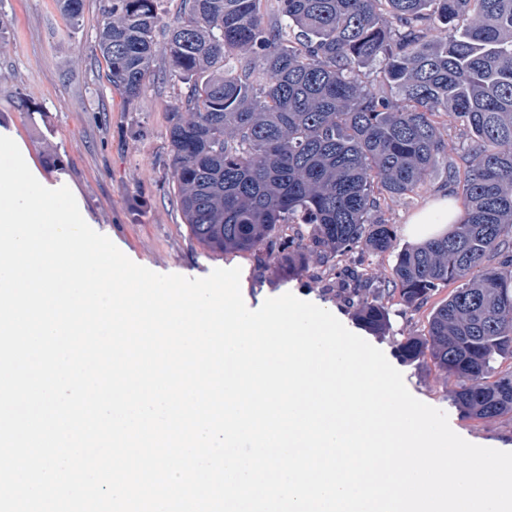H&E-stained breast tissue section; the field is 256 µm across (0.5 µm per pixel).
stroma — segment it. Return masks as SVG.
<instances>
[{
  "mask_svg": "<svg viewBox=\"0 0 512 512\" xmlns=\"http://www.w3.org/2000/svg\"><path fill=\"white\" fill-rule=\"evenodd\" d=\"M101 23V0H85L75 26L60 0H0V135L16 142L37 180L50 189L68 187L95 231L156 273L203 278L216 268L237 267L249 309L290 292L330 311L380 349L410 393L444 411L457 434L477 445L512 449V418L463 417L446 373L432 362L405 363L397 355L404 337L426 332L431 313L455 283L439 287L419 310L390 305V330L378 336L358 324L341 283L319 261L294 276L279 264L259 267L250 253L209 251L191 236L170 169L169 127L177 98L159 79L169 57L158 50L156 79L128 101L110 85L106 63L93 49ZM439 193L438 181L429 179L410 198L382 201L381 215L394 225L399 246L409 243L408 218Z\"/></svg>",
  "mask_w": 512,
  "mask_h": 512,
  "instance_id": "obj_1",
  "label": "stroma"
}]
</instances>
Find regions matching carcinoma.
I'll return each mask as SVG.
<instances>
[{
  "label": "carcinoma",
  "instance_id": "cac0c4a2",
  "mask_svg": "<svg viewBox=\"0 0 512 512\" xmlns=\"http://www.w3.org/2000/svg\"><path fill=\"white\" fill-rule=\"evenodd\" d=\"M102 2L96 48L131 101L155 75L164 0ZM275 2L267 17L262 0H182L164 31L162 79L186 88L169 128L185 224L210 251L300 274L313 255L395 254L383 287L358 277L346 289L375 333L389 325L386 301L416 310L462 282L398 352L455 379L467 416L511 417L512 369L497 376L495 363L512 356V0ZM432 20L448 39L431 36ZM447 112L470 133L459 163L438 121ZM428 177L462 186L464 212L400 249L380 199L407 198ZM301 224L309 235L288 233Z\"/></svg>",
  "mask_w": 512,
  "mask_h": 512
}]
</instances>
